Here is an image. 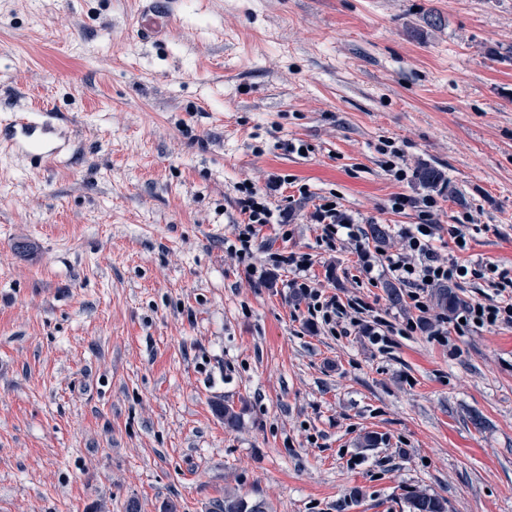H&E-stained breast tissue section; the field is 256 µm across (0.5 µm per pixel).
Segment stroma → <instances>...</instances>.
Here are the masks:
<instances>
[{
  "instance_id": "35a3bbf8",
  "label": "stroma",
  "mask_w": 512,
  "mask_h": 512,
  "mask_svg": "<svg viewBox=\"0 0 512 512\" xmlns=\"http://www.w3.org/2000/svg\"><path fill=\"white\" fill-rule=\"evenodd\" d=\"M143 6L0 0V122L67 138L52 166L0 147V512H211L228 491L271 512H403L412 491L512 512V327L443 346L432 307L382 350L225 249L235 184L294 176L312 197L262 249L312 254L365 320L416 318L309 222L332 193L399 251L416 214L390 198L425 190L383 170L389 141L443 172L439 224L482 225L468 258L512 266V0H173L158 41Z\"/></svg>"
}]
</instances>
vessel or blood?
Here are the masks:
<instances>
[{"instance_id":"vessel-or-blood-1","label":"vessel or blood","mask_w":512,"mask_h":512,"mask_svg":"<svg viewBox=\"0 0 512 512\" xmlns=\"http://www.w3.org/2000/svg\"><path fill=\"white\" fill-rule=\"evenodd\" d=\"M167 17L165 10L144 9L137 19V30L144 35L156 33ZM63 137V132L51 121H39L27 115L15 117L0 126V144L31 155L43 164L59 160L64 150Z\"/></svg>"}]
</instances>
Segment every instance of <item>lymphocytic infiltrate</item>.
Here are the masks:
<instances>
[{"label":"lymphocytic infiltrate","instance_id":"obj_1","mask_svg":"<svg viewBox=\"0 0 512 512\" xmlns=\"http://www.w3.org/2000/svg\"><path fill=\"white\" fill-rule=\"evenodd\" d=\"M237 191L236 206L242 220L235 227V242L229 245L228 250L244 264L246 273L253 276L258 272L252 258L261 227L268 224L279 225L283 238H291L292 208L288 205L270 204L255 184L248 180L240 182ZM390 208L395 212L413 210L417 221L400 230L405 243L403 252L383 259L372 254L358 222L343 212L336 200L326 196L319 198L310 218L312 223L320 225V240L328 248H335L338 236L346 235L360 258L361 269L365 275H373L376 267L381 266L394 279L407 285L410 303L418 311L427 309L425 292L428 284L432 282L448 281L461 285L480 280L492 288L493 298L465 307L460 313V321L454 322L452 329H437L436 336L439 341H446L448 332L460 334L465 328L475 325L512 327V267L483 260L467 263L460 261L458 255L469 250L470 239L458 223L448 227V236L457 249L456 254L445 259L439 258L432 245L438 229L439 200L436 196L429 194L416 198L398 193L391 197ZM266 262L272 267H285L292 272L291 286L306 300L307 313L312 319L320 321L331 331L346 322L352 327L363 328L364 332L370 334L373 343L382 342L383 336L379 331L349 315L338 295L325 294L309 278L308 272L313 264L311 254L293 250L270 251L266 254Z\"/></svg>","mask_w":512,"mask_h":512}]
</instances>
